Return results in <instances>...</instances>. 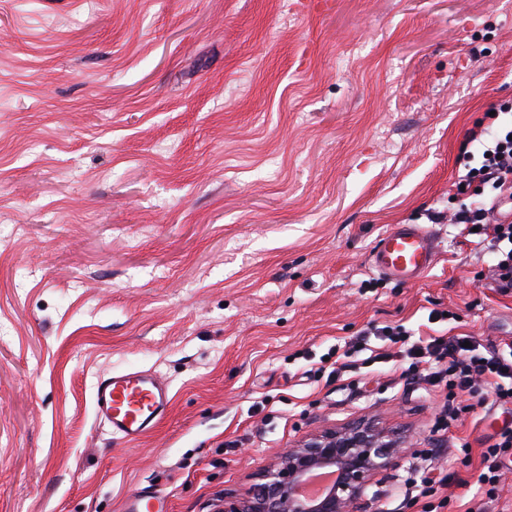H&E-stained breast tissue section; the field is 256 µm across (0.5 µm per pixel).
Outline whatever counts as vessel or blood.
Instances as JSON below:
<instances>
[{
  "label": "vessel or blood",
  "mask_w": 512,
  "mask_h": 512,
  "mask_svg": "<svg viewBox=\"0 0 512 512\" xmlns=\"http://www.w3.org/2000/svg\"><path fill=\"white\" fill-rule=\"evenodd\" d=\"M437 248L431 235L414 224L390 227L376 242L369 262L381 276L410 282L434 266ZM94 410L118 440L140 439L160 424L171 404L169 386L147 371L106 372L95 385ZM132 512H168L166 501L143 490L131 496Z\"/></svg>",
  "instance_id": "obj_1"
}]
</instances>
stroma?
I'll list each match as a JSON object with an SVG mask.
<instances>
[{
	"mask_svg": "<svg viewBox=\"0 0 512 512\" xmlns=\"http://www.w3.org/2000/svg\"><path fill=\"white\" fill-rule=\"evenodd\" d=\"M0 0V512H213L308 433L374 420L406 451L366 491L393 512L512 427L492 388L433 431L444 388L324 357L367 327L512 343L494 254L449 210L469 134L512 112V0ZM417 224L434 267L369 264ZM453 321L433 322L434 310ZM172 406L132 442L97 419L107 371ZM469 443L462 467L457 443ZM436 256L431 235L415 224H396L378 239L369 262L385 278L410 282L424 277L433 268ZM131 512H168L166 501L157 494L138 490L131 496Z\"/></svg>",
	"mask_w": 512,
	"mask_h": 512,
	"instance_id": "1",
	"label": "stroma"
}]
</instances>
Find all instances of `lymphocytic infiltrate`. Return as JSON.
<instances>
[{
	"label": "lymphocytic infiltrate",
	"instance_id": "obj_1",
	"mask_svg": "<svg viewBox=\"0 0 512 512\" xmlns=\"http://www.w3.org/2000/svg\"><path fill=\"white\" fill-rule=\"evenodd\" d=\"M465 187H491L495 195L490 203L450 213V223L477 229L490 237V249L497 260L490 277L501 291L512 290V221L500 216V203L512 201V125H502L490 132L480 150V164L461 178ZM377 336L396 346L397 355L408 363L409 372L429 374L431 380L444 386L450 402L437 419L439 429H448L458 419L460 409L454 400L462 394L475 393L482 387L494 390L496 403L512 404V348L505 350L482 343L476 337L430 336L412 339L403 325H386L377 329Z\"/></svg>",
	"mask_w": 512,
	"mask_h": 512
}]
</instances>
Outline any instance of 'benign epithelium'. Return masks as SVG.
Masks as SVG:
<instances>
[{"instance_id":"7a95c632","label":"benign epithelium","mask_w":512,"mask_h":512,"mask_svg":"<svg viewBox=\"0 0 512 512\" xmlns=\"http://www.w3.org/2000/svg\"><path fill=\"white\" fill-rule=\"evenodd\" d=\"M405 452L370 423L311 434L284 450L244 494L215 512H356L370 482Z\"/></svg>"}]
</instances>
